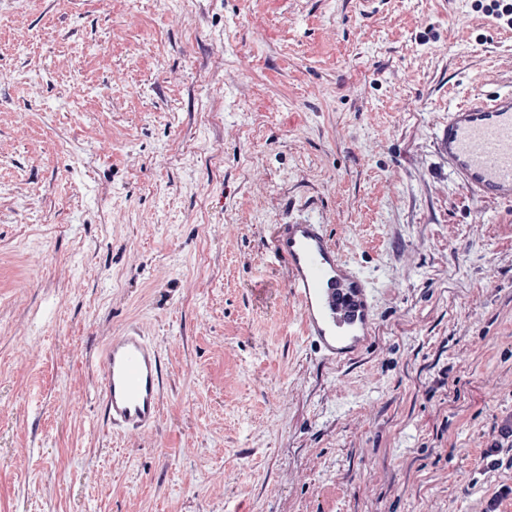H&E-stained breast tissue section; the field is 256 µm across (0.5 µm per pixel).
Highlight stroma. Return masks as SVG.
<instances>
[{
    "instance_id": "stroma-1",
    "label": "stroma",
    "mask_w": 512,
    "mask_h": 512,
    "mask_svg": "<svg viewBox=\"0 0 512 512\" xmlns=\"http://www.w3.org/2000/svg\"><path fill=\"white\" fill-rule=\"evenodd\" d=\"M512 89L478 0H0V512H484L512 453V204L438 141ZM324 224L382 290L325 361L270 252ZM138 328L155 428L92 363ZM99 365L104 379L100 407L106 422L130 434L152 429L159 420L164 371L158 348L130 329L107 340Z\"/></svg>"
}]
</instances>
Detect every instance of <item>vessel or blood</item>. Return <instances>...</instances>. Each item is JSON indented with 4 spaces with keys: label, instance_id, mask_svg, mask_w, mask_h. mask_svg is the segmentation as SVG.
<instances>
[{
    "label": "vessel or blood",
    "instance_id": "b4317fda",
    "mask_svg": "<svg viewBox=\"0 0 512 512\" xmlns=\"http://www.w3.org/2000/svg\"><path fill=\"white\" fill-rule=\"evenodd\" d=\"M439 147L449 173L472 198L512 203L511 91L454 105ZM271 251L287 266L304 331L318 350L336 361L359 354L376 319V289L339 255L326 225L310 220L277 225ZM99 365L106 422L130 434L152 429L159 420L164 371L158 348L130 329L107 340Z\"/></svg>",
    "mask_w": 512,
    "mask_h": 512
}]
</instances>
